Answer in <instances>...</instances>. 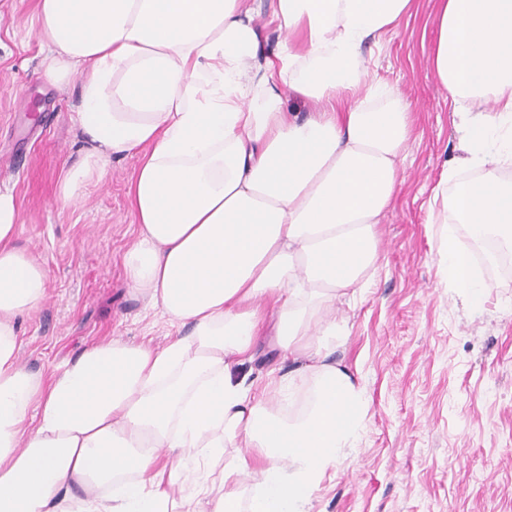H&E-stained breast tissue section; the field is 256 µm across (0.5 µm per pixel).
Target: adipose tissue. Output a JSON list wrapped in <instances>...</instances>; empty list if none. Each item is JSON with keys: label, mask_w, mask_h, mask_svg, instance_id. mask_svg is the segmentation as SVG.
I'll use <instances>...</instances> for the list:
<instances>
[{"label": "adipose tissue", "mask_w": 512, "mask_h": 512, "mask_svg": "<svg viewBox=\"0 0 512 512\" xmlns=\"http://www.w3.org/2000/svg\"><path fill=\"white\" fill-rule=\"evenodd\" d=\"M414 7L272 0L289 41L263 57L251 0H36L45 75L81 86L86 152L60 198L138 155L123 263L182 334L109 340L47 381L24 368L19 320L46 299L48 273L16 247L18 207L0 191V512H306L363 426L368 401L333 357L330 313L379 266L412 134L402 93L367 80L363 46ZM438 18L430 63L461 154L434 193L471 239L508 245L512 0H439ZM291 96L319 112H286ZM440 248L449 288L481 307L470 252L452 236ZM269 314L315 383L292 420L239 374Z\"/></svg>", "instance_id": "1"}]
</instances>
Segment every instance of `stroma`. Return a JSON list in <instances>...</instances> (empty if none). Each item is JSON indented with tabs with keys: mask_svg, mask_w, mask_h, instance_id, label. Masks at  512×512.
Listing matches in <instances>:
<instances>
[{
	"mask_svg": "<svg viewBox=\"0 0 512 512\" xmlns=\"http://www.w3.org/2000/svg\"><path fill=\"white\" fill-rule=\"evenodd\" d=\"M35 3L0 0V189L19 204V246L49 270L46 300L19 320L23 365L47 375L110 338L162 345L175 330L146 312L122 265L135 236L136 156L112 159L75 205L59 200L83 157L80 84L44 77ZM437 5L416 0L415 16L364 49L371 75L407 98L413 134L374 283L336 303L348 334L334 357L364 388L367 413L308 512H512V278L478 263L487 285L478 312L445 279L441 240L472 242L431 193L458 153L453 104L429 64Z\"/></svg>",
	"mask_w": 512,
	"mask_h": 512,
	"instance_id": "1",
	"label": "stroma"
}]
</instances>
